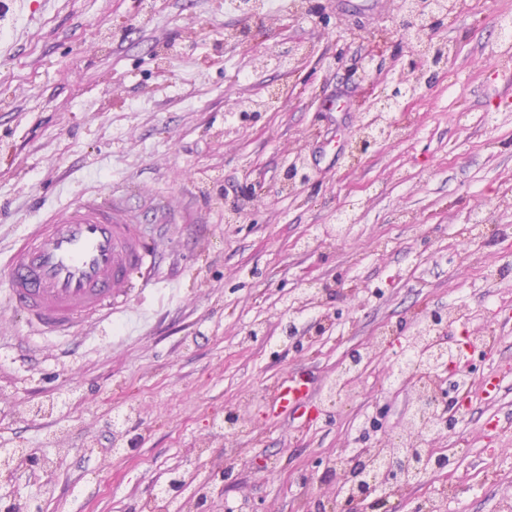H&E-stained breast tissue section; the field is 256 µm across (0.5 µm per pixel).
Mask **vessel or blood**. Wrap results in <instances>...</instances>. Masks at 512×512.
<instances>
[{
  "mask_svg": "<svg viewBox=\"0 0 512 512\" xmlns=\"http://www.w3.org/2000/svg\"><path fill=\"white\" fill-rule=\"evenodd\" d=\"M162 253L146 238L117 190L82 197L48 223L25 229L0 280L7 304L38 330L65 336L85 318L117 317L137 328L145 311L135 291L156 287L154 270ZM274 408L307 407V382L278 384L270 393Z\"/></svg>",
  "mask_w": 512,
  "mask_h": 512,
  "instance_id": "b4317fda",
  "label": "vessel or blood"
}]
</instances>
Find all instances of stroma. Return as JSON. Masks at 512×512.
Returning a JSON list of instances; mask_svg holds the SVG:
<instances>
[{
  "label": "stroma",
  "instance_id": "obj_1",
  "mask_svg": "<svg viewBox=\"0 0 512 512\" xmlns=\"http://www.w3.org/2000/svg\"><path fill=\"white\" fill-rule=\"evenodd\" d=\"M399 2L266 0L248 12L241 0H57L44 11L27 0L0 20V276L27 225L97 190H119L167 241L158 288L171 298L135 335L91 319L42 333L0 301V448L52 464L24 481L32 494L50 484L43 512H148L170 470L198 484L230 458L217 512H315L326 462L359 447L364 419L395 425L410 399L385 377L399 344L378 337L451 306L467 311L452 334H489L490 355L468 361L502 390H471L440 441L458 486L446 512H498L512 484V237L498 233L512 226L500 64L512 44L497 22L512 0H465L466 15L438 26L434 41L452 51L434 82L389 113L388 140L355 156L371 115L344 77L366 69ZM254 106L260 119L239 122ZM292 162L308 184L282 182ZM355 347L371 354L357 392L322 413ZM289 377L314 386L300 418L270 407V387ZM234 409L248 422L231 437ZM491 463L496 480L478 481Z\"/></svg>",
  "mask_w": 512,
  "mask_h": 512
}]
</instances>
